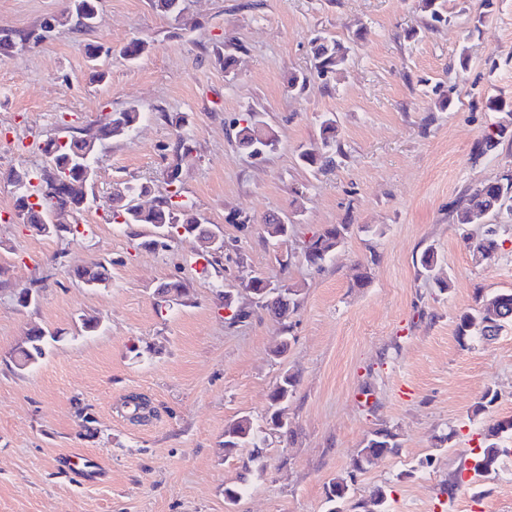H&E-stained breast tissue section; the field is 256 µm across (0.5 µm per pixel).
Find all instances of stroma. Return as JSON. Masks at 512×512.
Returning a JSON list of instances; mask_svg holds the SVG:
<instances>
[{
	"label": "stroma",
	"instance_id": "stroma-1",
	"mask_svg": "<svg viewBox=\"0 0 512 512\" xmlns=\"http://www.w3.org/2000/svg\"><path fill=\"white\" fill-rule=\"evenodd\" d=\"M437 2L442 23L421 0H186L178 19L154 0H99L93 30L58 27L0 53V176L46 166L44 142L63 124L142 114L99 152L95 202L70 217L74 232L20 223L0 179V512H328L325 488L347 474L351 500L386 487L387 512H512V434L495 473L446 493L488 421L512 418V324L464 347L455 336L478 297L512 290V214L454 221L466 191L512 170V144L476 153L512 109V0ZM65 6L0 0V30L38 28ZM135 38L149 48L132 62L122 49ZM323 38L347 60L321 77L312 47ZM229 41L227 69L217 53ZM295 73L304 89L289 86ZM253 113L279 136L258 159L236 147ZM181 114L195 145L182 197L224 240L204 269L192 244L157 248L151 225L106 220L117 184L163 193ZM329 117L333 165L302 167L299 149ZM275 216L290 227L279 244L263 229ZM334 224L348 227L342 243L308 264L306 243ZM490 228L499 249L480 264L466 242ZM428 248L434 275L419 263ZM104 260L107 286L74 278ZM252 275L298 288L287 321L244 291ZM177 280L187 293L160 303L159 286ZM224 291L248 317L230 322ZM37 328L49 335L44 356L16 367L12 352ZM287 375L297 384L277 429L269 396ZM489 387L497 400L474 414ZM133 394L148 399L146 419L128 418ZM244 416L264 440L265 468L247 474L224 453L226 426ZM379 429L395 434L397 453L354 471ZM74 453L82 469L69 467ZM242 476L248 493L228 505L224 487Z\"/></svg>",
	"mask_w": 512,
	"mask_h": 512
}]
</instances>
